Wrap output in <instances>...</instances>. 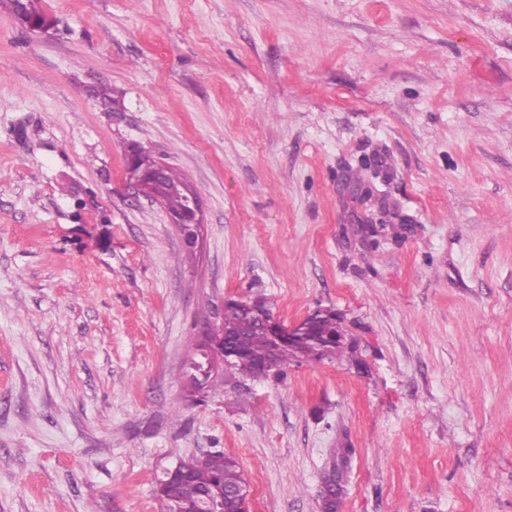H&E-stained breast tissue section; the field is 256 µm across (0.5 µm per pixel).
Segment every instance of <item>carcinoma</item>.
<instances>
[{
  "label": "carcinoma",
  "mask_w": 512,
  "mask_h": 512,
  "mask_svg": "<svg viewBox=\"0 0 512 512\" xmlns=\"http://www.w3.org/2000/svg\"><path fill=\"white\" fill-rule=\"evenodd\" d=\"M13 15L24 19L29 24L40 28H48L52 21L39 12L33 0H7ZM164 183L168 187L164 195L163 205L172 213L184 208V201L179 186L182 184L171 168L164 172ZM224 331L232 339V347L238 360L232 365L244 377L254 376V364L267 358L269 343L261 335V323L251 313L246 303L229 300L224 304ZM339 327L336 316L327 313L319 316L307 330L301 343L290 348H283L276 358V365L281 366L291 358L319 360L325 356H337L344 353V344L330 342L327 351L320 350L319 344L336 335ZM186 465V476L166 486L164 501L166 512H206L205 502L212 504L221 498H229L245 485L240 466L233 458L218 451H210L201 455L180 460ZM342 477L335 472L324 481L323 495L327 507H334V498L342 493Z\"/></svg>",
  "instance_id": "obj_1"
}]
</instances>
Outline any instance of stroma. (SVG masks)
Listing matches in <instances>:
<instances>
[{"label":"stroma","mask_w":512,"mask_h":512,"mask_svg":"<svg viewBox=\"0 0 512 512\" xmlns=\"http://www.w3.org/2000/svg\"><path fill=\"white\" fill-rule=\"evenodd\" d=\"M34 2L0 8V512H165L216 450L249 512H320L340 448L338 512H512V0ZM256 298L352 358L192 392ZM9 3V10L13 15L20 20L23 18L26 23L34 24L40 28H49L52 21L39 12L32 0L19 2V0H6ZM29 28L38 29L33 25H28ZM164 183L168 190L164 195L163 205L172 213L180 212L184 208L183 196L179 190L182 181L170 167L164 172ZM183 192L185 195V210L179 215H174L176 220L175 224H178L180 227L185 243L191 246L195 242V229L199 213V198L198 195L187 185L183 187Z\"/></svg>","instance_id":"stroma-1"}]
</instances>
